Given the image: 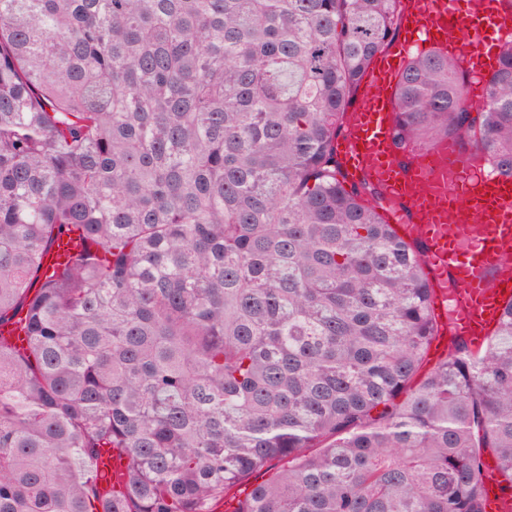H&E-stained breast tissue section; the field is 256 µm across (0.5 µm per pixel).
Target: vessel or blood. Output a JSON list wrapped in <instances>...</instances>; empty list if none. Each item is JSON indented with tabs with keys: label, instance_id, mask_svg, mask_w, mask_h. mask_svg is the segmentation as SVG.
Segmentation results:
<instances>
[{
	"label": "vessel or blood",
	"instance_id": "1",
	"mask_svg": "<svg viewBox=\"0 0 512 512\" xmlns=\"http://www.w3.org/2000/svg\"><path fill=\"white\" fill-rule=\"evenodd\" d=\"M485 4L483 11L475 12L465 0H410L401 21L404 36L394 49L374 58L339 147L348 180L377 184L392 205L388 222L406 225L408 233L425 241L433 308L451 335L465 337L477 349L512 300V267L503 263L506 245L512 241V183L478 175L451 142L428 149L413 168H404L391 139V89L413 51L429 43L461 60L472 78L468 100H482V78L497 64L495 46L512 37V23L505 16L502 0H485ZM435 181L441 184L440 203L492 215L491 235L464 246L447 225L431 223L429 205L408 198L406 188ZM77 245L74 237L54 244L42 257L44 272L62 267ZM97 472L101 489L111 491L113 480L126 473V460L111 449H102ZM482 481L485 512H512V496L501 491L495 466H484Z\"/></svg>",
	"mask_w": 512,
	"mask_h": 512
}]
</instances>
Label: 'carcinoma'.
<instances>
[{
  "mask_svg": "<svg viewBox=\"0 0 512 512\" xmlns=\"http://www.w3.org/2000/svg\"><path fill=\"white\" fill-rule=\"evenodd\" d=\"M401 0H0V512H484L512 490V302L480 350L338 141ZM439 48L393 146L512 181V40L479 106ZM89 247L55 277L41 257ZM127 458L104 495L95 459ZM79 243L77 236H72L54 244L42 257V271L50 274L53 270L62 267L69 255L76 251ZM481 478L485 490V512H510L512 510V497L501 491L496 466L485 465Z\"/></svg>",
  "mask_w": 512,
  "mask_h": 512,
  "instance_id": "1",
  "label": "carcinoma"
}]
</instances>
